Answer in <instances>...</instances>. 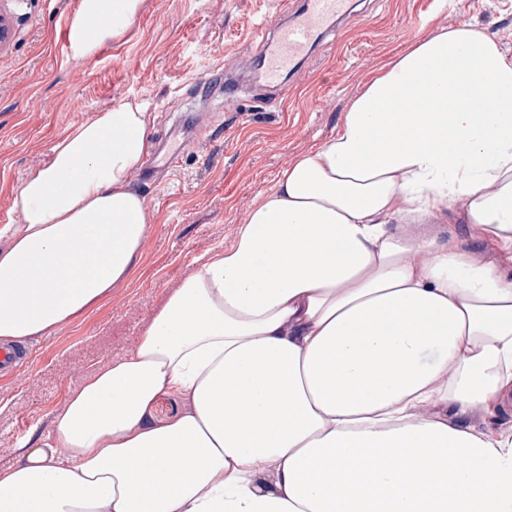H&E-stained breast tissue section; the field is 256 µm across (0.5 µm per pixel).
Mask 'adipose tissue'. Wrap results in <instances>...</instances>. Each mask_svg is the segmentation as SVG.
I'll return each instance as SVG.
<instances>
[{"instance_id": "adipose-tissue-1", "label": "adipose tissue", "mask_w": 512, "mask_h": 512, "mask_svg": "<svg viewBox=\"0 0 512 512\" xmlns=\"http://www.w3.org/2000/svg\"><path fill=\"white\" fill-rule=\"evenodd\" d=\"M142 2L79 0L70 55L123 39ZM416 97L431 111H407ZM149 127L137 104L94 113L22 182L0 229V343L83 318L131 276ZM459 199L502 264L399 231ZM195 263L0 471V512H512V436L416 415L512 400V57L493 37L417 39ZM166 396L185 408L160 422Z\"/></svg>"}]
</instances>
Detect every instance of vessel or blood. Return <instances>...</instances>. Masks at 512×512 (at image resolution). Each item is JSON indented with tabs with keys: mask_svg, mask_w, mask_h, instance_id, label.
Listing matches in <instances>:
<instances>
[{
	"mask_svg": "<svg viewBox=\"0 0 512 512\" xmlns=\"http://www.w3.org/2000/svg\"><path fill=\"white\" fill-rule=\"evenodd\" d=\"M347 4L348 0H282L279 20L256 33L263 86L275 88L285 75H297L300 62L346 14Z\"/></svg>",
	"mask_w": 512,
	"mask_h": 512,
	"instance_id": "b4317fda",
	"label": "vessel or blood"
}]
</instances>
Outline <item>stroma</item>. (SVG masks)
Here are the masks:
<instances>
[{"mask_svg":"<svg viewBox=\"0 0 512 512\" xmlns=\"http://www.w3.org/2000/svg\"><path fill=\"white\" fill-rule=\"evenodd\" d=\"M78 0H0L12 18L0 47V213L19 223L15 196L66 129L131 102L150 114L152 152L181 130L203 128L158 180L131 175L152 215L133 276L79 322L34 338L24 362L0 372V468L30 432L51 430L70 392L109 359L132 351L153 312L194 270L193 260L233 242L258 196L297 157L335 136L365 82L423 34L468 22L512 56V0H357L353 12L270 99L246 74L215 115L198 79L218 82L226 56L254 51L257 26L280 0H144L123 41L94 60L63 44Z\"/></svg>","mask_w":512,"mask_h":512,"instance_id":"1","label":"stroma"}]
</instances>
